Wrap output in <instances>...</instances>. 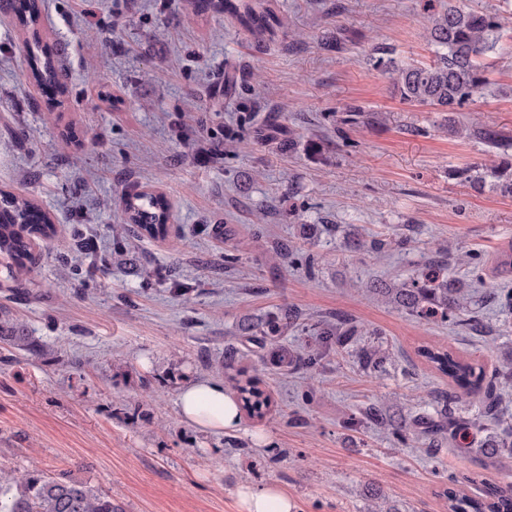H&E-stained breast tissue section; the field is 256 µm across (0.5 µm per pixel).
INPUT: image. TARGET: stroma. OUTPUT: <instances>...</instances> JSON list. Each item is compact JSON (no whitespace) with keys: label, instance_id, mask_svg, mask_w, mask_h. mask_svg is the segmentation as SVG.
Masks as SVG:
<instances>
[{"label":"stroma","instance_id":"stroma-1","mask_svg":"<svg viewBox=\"0 0 512 512\" xmlns=\"http://www.w3.org/2000/svg\"><path fill=\"white\" fill-rule=\"evenodd\" d=\"M40 33L65 73L47 93L28 78L25 36L0 8V188L48 210L56 237L95 250L33 249L15 288L0 257V325L36 351L0 342V472L69 473L123 512H237L236 490L286 488L298 512H364L379 487L400 512H445L440 474L512 477L449 446H399L359 408L393 419L428 412L451 385L419 356L442 347L492 369L512 331L493 295L512 290V196L467 182L490 160L469 122L512 141V0H467L504 18L486 57L495 92L448 114L403 102L378 58L429 61L427 0H273L284 24L258 36L190 0H42ZM236 86L224 96V74ZM364 117L345 123L349 108ZM166 196V239L118 243L127 193ZM306 224L356 229L303 236ZM410 237L407 249L393 241ZM391 243L385 252L374 240ZM313 254V272L276 256ZM484 269L473 306L485 326L459 333L370 292L409 278L442 249ZM237 260L226 264L225 251ZM291 307L282 343L320 348L304 324L357 326L360 336L313 369L283 368L252 328ZM390 356L363 370L359 349ZM260 378L271 411L237 430L183 422L177 398L197 379L228 383L224 354Z\"/></svg>","mask_w":512,"mask_h":512}]
</instances>
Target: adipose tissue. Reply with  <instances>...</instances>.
Here are the masks:
<instances>
[{"instance_id":"obj_1","label":"adipose tissue","mask_w":512,"mask_h":512,"mask_svg":"<svg viewBox=\"0 0 512 512\" xmlns=\"http://www.w3.org/2000/svg\"><path fill=\"white\" fill-rule=\"evenodd\" d=\"M183 421L203 432L224 433L236 430L241 413L223 384L195 380L184 386L177 400ZM239 512H296L293 499L282 487L260 489L240 487L236 493Z\"/></svg>"}]
</instances>
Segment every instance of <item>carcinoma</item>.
Instances as JSON below:
<instances>
[{"mask_svg":"<svg viewBox=\"0 0 512 512\" xmlns=\"http://www.w3.org/2000/svg\"><path fill=\"white\" fill-rule=\"evenodd\" d=\"M196 11L202 15L219 8L238 16L247 25L263 32L276 20L270 6L259 0H195ZM16 19L20 30H35L41 8L39 0H10L5 4ZM502 18L473 8H465L448 0V6L436 10L428 5L426 39L432 47L434 59L429 64L402 63L393 58L376 60L393 75L400 98L410 103L433 106L443 112H454L471 102L475 96L489 90V80L480 59L495 50L499 44ZM30 72L33 80L42 86H61V69L53 53L41 44L38 36L27 42ZM464 178L481 185L492 178L504 195L512 196V163L502 161L485 168L467 167L461 171ZM126 225L140 238H164L169 233V205L164 195L146 191L127 194L124 199ZM40 239L45 247H61L55 236L51 214L34 199L13 195L0 190V254L12 260L8 277L15 287L22 288L30 281L32 246ZM374 292L398 308L424 321L440 318L464 330L470 321L459 316L470 299L469 285L462 280H443L440 267L431 264L406 281L390 288H376ZM298 320L291 308H281L269 314L259 334L264 340L277 339ZM311 334L324 344L342 345L354 329L349 325L336 326L314 323L308 326ZM419 354L428 365L448 377L454 390L447 400L435 409V415L407 424L387 417L386 410L371 405L358 410L356 421L386 428L397 443L405 445L409 437L448 441L459 451L475 453L489 459L512 457V428L490 430L480 443L472 448L467 439L473 429H482L479 418H465L456 411L455 404L464 394L484 391L485 398L495 402L498 384L512 380V353L505 350L491 371L465 362L451 351L424 346ZM323 353L298 355L288 350L281 353L282 365L315 367ZM236 400L239 408L253 417L262 418L271 407L270 396L260 387L256 376L237 382ZM465 481L478 490L470 496L461 488L462 481L454 474L442 476L437 495L444 500L446 512H512V483L490 484L479 475L465 477ZM0 512H122L112 496L85 482L61 473L51 475L39 469L22 474L0 477Z\"/></svg>","mask_w":512,"mask_h":512,"instance_id":"obj_1","label":"carcinoma"}]
</instances>
